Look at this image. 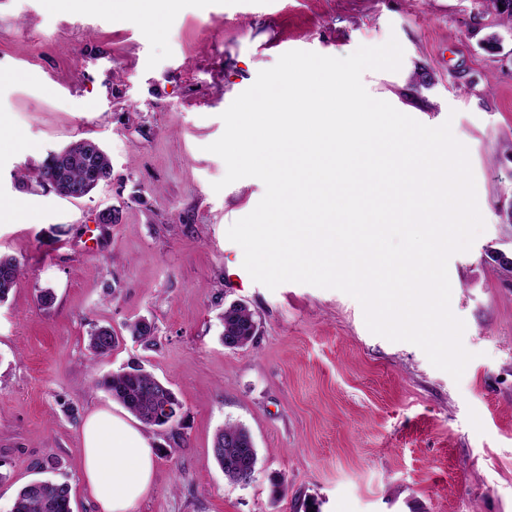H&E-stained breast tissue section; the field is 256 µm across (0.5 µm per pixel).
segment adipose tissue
<instances>
[{
  "label": "adipose tissue",
  "mask_w": 512,
  "mask_h": 512,
  "mask_svg": "<svg viewBox=\"0 0 512 512\" xmlns=\"http://www.w3.org/2000/svg\"><path fill=\"white\" fill-rule=\"evenodd\" d=\"M81 455L82 483L97 512H130L152 486L153 441L125 415L93 410L81 427Z\"/></svg>",
  "instance_id": "ef3b65f1"
}]
</instances>
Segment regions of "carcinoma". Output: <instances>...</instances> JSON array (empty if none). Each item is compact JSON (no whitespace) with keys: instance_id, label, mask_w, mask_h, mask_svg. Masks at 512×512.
I'll list each match as a JSON object with an SVG mask.
<instances>
[{"instance_id":"carcinoma-1","label":"carcinoma","mask_w":512,"mask_h":512,"mask_svg":"<svg viewBox=\"0 0 512 512\" xmlns=\"http://www.w3.org/2000/svg\"><path fill=\"white\" fill-rule=\"evenodd\" d=\"M101 173V179L110 178L112 166L105 150L94 156H86L71 147L48 157L39 170L40 181L51 185L56 171H65L73 193L82 198L94 186L86 182L88 168ZM22 273L21 262L9 255H0V302L8 299ZM254 314L243 303H233L224 309L223 338L231 341L232 348H240L252 342L256 335ZM129 335L136 341L150 345L154 335L152 322L142 318L126 325ZM112 329L93 327L88 334L87 347L96 356L112 350ZM112 398L121 403L132 415L149 427L172 426L174 422L162 418L165 405L176 406L178 399L173 392L152 373L141 366H131L115 373L102 382ZM249 431L240 425H227L215 435L213 456L224 471V476L235 483L247 479L257 464V450L245 448L243 444ZM71 504L67 485L50 481H35L23 487L17 494L13 512H69Z\"/></svg>"}]
</instances>
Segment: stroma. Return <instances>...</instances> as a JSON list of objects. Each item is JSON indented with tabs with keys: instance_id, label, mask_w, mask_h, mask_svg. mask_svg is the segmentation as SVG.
Listing matches in <instances>:
<instances>
[{
	"instance_id": "obj_1",
	"label": "stroma",
	"mask_w": 512,
	"mask_h": 512,
	"mask_svg": "<svg viewBox=\"0 0 512 512\" xmlns=\"http://www.w3.org/2000/svg\"><path fill=\"white\" fill-rule=\"evenodd\" d=\"M499 50L487 49L490 33ZM397 38L399 71L362 75L374 98L467 146L484 231L448 264L451 310L473 352L461 380L406 342L372 334L353 297L312 285L238 284L227 230L265 194L212 185L207 145L259 71L291 50L345 57ZM0 253L23 273L0 303V512L35 480H80V429L100 382L137 364L182 405L148 434L153 485L131 512H512V288L491 252L512 251V25L482 0H180L130 17L69 0H0ZM98 141L112 177L63 199L38 179L54 151ZM119 211L100 224L105 207ZM50 290L53 301L38 296ZM241 302L258 331L238 349L222 314ZM147 318L155 345L126 324ZM110 327L111 354L87 334ZM251 434L252 480L230 482L212 443ZM286 493L271 499L272 480Z\"/></svg>"
}]
</instances>
